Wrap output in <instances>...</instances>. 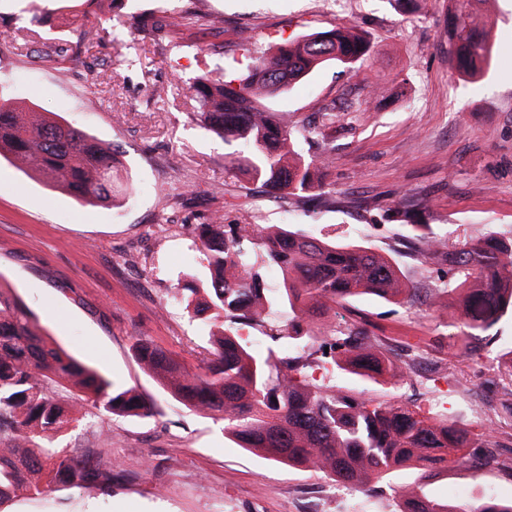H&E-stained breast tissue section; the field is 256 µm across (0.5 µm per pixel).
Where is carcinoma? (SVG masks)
I'll use <instances>...</instances> for the list:
<instances>
[{
  "instance_id": "obj_1",
  "label": "carcinoma",
  "mask_w": 512,
  "mask_h": 512,
  "mask_svg": "<svg viewBox=\"0 0 512 512\" xmlns=\"http://www.w3.org/2000/svg\"><path fill=\"white\" fill-rule=\"evenodd\" d=\"M448 13L450 61L474 78L492 55L490 31L480 20L485 0H456ZM369 42L344 28H331L280 42L269 57L245 54L248 63L229 81L209 74L191 86L193 118L247 154L230 167L260 184L279 201L332 197L321 169L328 157L307 162L297 150L298 122L268 111L262 101L278 95L329 62L351 67L369 53ZM6 159L83 203L114 195L115 157L97 138L60 122L50 112L0 105V159ZM420 205L402 203L385 218L413 233V259L438 280L465 290L456 311L463 321L459 355L494 344L490 332L512 306V241L491 233L462 241L421 233ZM209 276L188 282L177 298L195 316L223 318L232 327L212 337L203 371L189 370L146 338L132 345L135 357L164 390L189 409L224 422L238 446L290 467H311L355 491L375 492L374 480L404 468L463 466L479 454L497 461L501 444L473 435L446 415L425 416L401 402H375L323 388L305 379L313 368L308 343L327 332L316 320L350 299L372 294L411 297L417 288L402 278L398 263L366 246L339 243L302 230L226 224L215 213L196 227ZM281 273L280 288L266 286V272ZM288 311L294 319L275 337L284 347L265 356L251 352L235 325L263 327L267 316ZM333 365L356 375L389 373L409 379L422 357L412 350H379L380 340L351 325L332 330ZM499 381L512 396V353L498 363ZM106 418L149 417L152 405L128 388L80 362L36 322L7 285H0V506L12 498L65 488H112V464L77 457L63 440L87 408ZM396 512H512V500L491 496L443 502L415 490L399 495Z\"/></svg>"
}]
</instances>
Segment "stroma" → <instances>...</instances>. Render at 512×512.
Here are the masks:
<instances>
[{
    "instance_id": "obj_1",
    "label": "stroma",
    "mask_w": 512,
    "mask_h": 512,
    "mask_svg": "<svg viewBox=\"0 0 512 512\" xmlns=\"http://www.w3.org/2000/svg\"><path fill=\"white\" fill-rule=\"evenodd\" d=\"M184 22L137 39L133 13ZM493 58L476 80L448 56V0H420L403 11L392 0H96L89 9L63 0H0V101L37 105L112 144L122 181L112 202L82 204L32 172L0 161V277L77 360L136 388L153 405L146 418L113 416L107 431L89 410L70 433L72 454L106 450L112 489L73 488L6 503L7 512H392L406 489L452 502L491 495L512 499V421L497 424L503 449L474 470L405 469L379 482L376 496L350 491L321 473L245 452L224 423L172 398L134 358L139 337L198 369L209 332L222 320L194 318L173 295L178 280L201 275L196 224L216 210L226 223L287 222L310 234L370 247L396 258L425 285L427 269L400 256L404 227L385 221L401 202L426 205L429 232L456 241L483 232L512 240V0H486ZM352 27L371 51L346 69L323 66L278 96L271 111L321 127L300 139L311 160L332 145L326 182L336 203L289 206L254 196L227 166L230 146L191 122L189 84L230 71L243 51L261 54L281 40ZM102 37L78 46L82 31ZM73 42L67 58L55 44ZM330 329L366 327L392 348L426 362L415 383L343 370L323 384L377 401L400 400L449 414L480 434L483 401L507 400L495 358L512 351V320L497 325L493 353L458 357L460 330L447 292L396 303L365 295L320 319Z\"/></svg>"
}]
</instances>
